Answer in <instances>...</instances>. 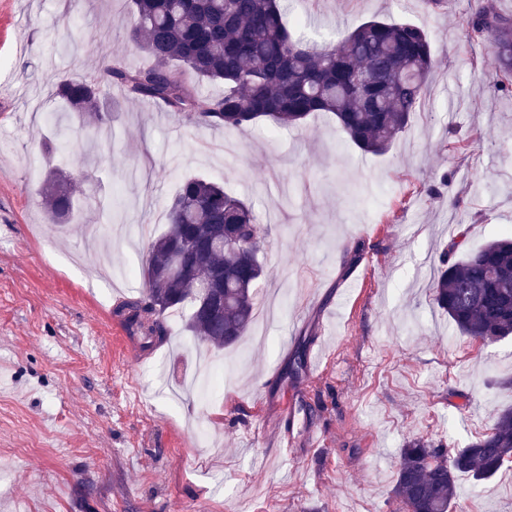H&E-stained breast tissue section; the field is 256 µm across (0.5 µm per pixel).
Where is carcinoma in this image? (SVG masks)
I'll return each mask as SVG.
<instances>
[{"mask_svg":"<svg viewBox=\"0 0 512 512\" xmlns=\"http://www.w3.org/2000/svg\"><path fill=\"white\" fill-rule=\"evenodd\" d=\"M130 41L151 58L139 68L121 53L99 70L56 84L53 95L72 112L109 121L125 99L163 103L197 123L240 129L262 119L302 125L328 112L359 150L381 154L420 111L435 66L430 37L411 22L369 20L335 43L308 46L284 18L281 0H129ZM489 41L499 71L512 84V17L480 7L467 20ZM222 91L205 94L202 87ZM47 220H70L73 195L58 172L43 189ZM431 290L458 331L486 344L512 335V237L494 239L458 260L452 254L467 229L457 225ZM265 246L251 205L202 177L182 181L168 206L167 228L148 245L141 277L145 292L125 303L129 326L147 339L164 338L165 314L188 309L185 330L214 349L249 330L255 285L264 274ZM224 273V304L216 314L199 306L200 285ZM512 460V407L495 415L488 432L467 447L448 449L422 437L401 449L393 495L403 512H452L457 477L492 478Z\"/></svg>","mask_w":512,"mask_h":512,"instance_id":"1","label":"carcinoma"}]
</instances>
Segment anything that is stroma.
I'll return each instance as SVG.
<instances>
[{
  "instance_id": "stroma-1",
  "label": "stroma",
  "mask_w": 512,
  "mask_h": 512,
  "mask_svg": "<svg viewBox=\"0 0 512 512\" xmlns=\"http://www.w3.org/2000/svg\"><path fill=\"white\" fill-rule=\"evenodd\" d=\"M512 0H288L286 20L336 40L378 18L423 27L436 52L427 96L381 155L326 114L298 128L195 124L140 99L97 132L53 85L123 53L128 0H0V512H400L404 443L463 448L512 407V337L459 333L429 290L456 225L474 250L512 230V94L469 38L475 5ZM56 167L74 186L70 223H48L39 190ZM201 175L251 204L265 233L257 296L275 297L271 346L211 352L224 391L190 386L198 342L184 314L147 356L117 308L127 287L89 284L142 268L181 180ZM299 393L306 457L270 432ZM452 512H512V463L459 476Z\"/></svg>"
}]
</instances>
